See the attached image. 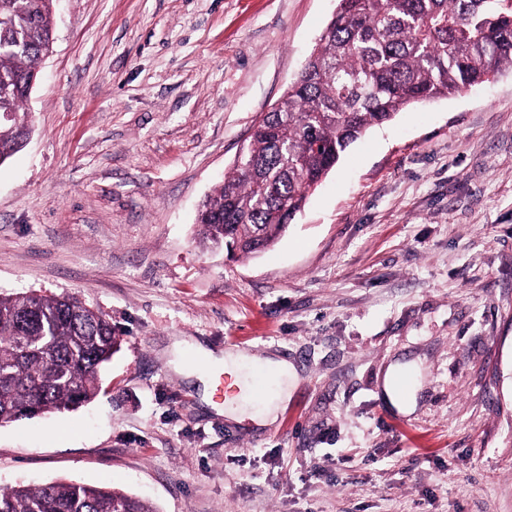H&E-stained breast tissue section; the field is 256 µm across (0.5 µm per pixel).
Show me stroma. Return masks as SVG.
Listing matches in <instances>:
<instances>
[{
	"label": "stroma",
	"instance_id": "obj_1",
	"mask_svg": "<svg viewBox=\"0 0 512 512\" xmlns=\"http://www.w3.org/2000/svg\"><path fill=\"white\" fill-rule=\"evenodd\" d=\"M337 5L59 0L30 138L0 164V294L72 295L121 349L88 405L0 424V487L106 485L157 512H512V72L369 130L264 254L194 240ZM197 341L296 366L274 424L201 401ZM396 363L421 371L409 414L382 391Z\"/></svg>",
	"mask_w": 512,
	"mask_h": 512
}]
</instances>
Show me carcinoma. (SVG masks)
<instances>
[{"instance_id":"obj_1","label":"carcinoma","mask_w":512,"mask_h":512,"mask_svg":"<svg viewBox=\"0 0 512 512\" xmlns=\"http://www.w3.org/2000/svg\"><path fill=\"white\" fill-rule=\"evenodd\" d=\"M54 0H0V164L21 150L28 80ZM512 70V0H339L298 77L205 197L198 244L250 258L286 232L341 155L414 104ZM112 323L73 296L0 295V423L77 409L120 350ZM0 512H157L127 493L51 481L0 489Z\"/></svg>"}]
</instances>
